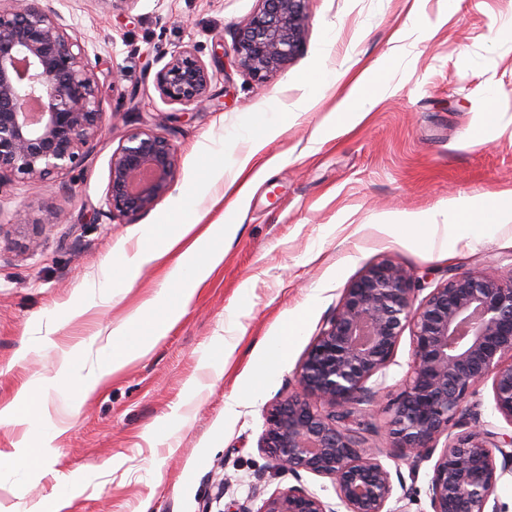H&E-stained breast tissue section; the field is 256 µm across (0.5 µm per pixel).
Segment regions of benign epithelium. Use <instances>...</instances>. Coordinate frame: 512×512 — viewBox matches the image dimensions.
I'll use <instances>...</instances> for the list:
<instances>
[{"label":"benign epithelium","mask_w":512,"mask_h":512,"mask_svg":"<svg viewBox=\"0 0 512 512\" xmlns=\"http://www.w3.org/2000/svg\"><path fill=\"white\" fill-rule=\"evenodd\" d=\"M234 36L233 55L258 83L288 64L305 37L308 0H258ZM214 73L192 48L170 54L155 73L161 98L191 104L208 97ZM102 94L84 34L39 0H0V193L15 182L37 189L85 162L103 134ZM177 149L158 128L126 135L109 161L108 214L133 221L168 193ZM421 281L382 261L344 291L310 343L297 387L269 405L259 447L274 467L331 480L336 504L302 485L272 493L253 511L407 512L389 508L392 473L366 446L357 416L385 413L386 447L418 467L433 462L431 512H501L492 499L512 475V433L463 411L491 381L493 410L512 427V274H457L417 299ZM411 359L391 407L379 404L405 329ZM502 460L496 462L495 453Z\"/></svg>","instance_id":"benign-epithelium-1"}]
</instances>
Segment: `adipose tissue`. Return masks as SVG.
<instances>
[{
  "label": "adipose tissue",
  "mask_w": 512,
  "mask_h": 512,
  "mask_svg": "<svg viewBox=\"0 0 512 512\" xmlns=\"http://www.w3.org/2000/svg\"><path fill=\"white\" fill-rule=\"evenodd\" d=\"M370 80L371 75L367 72L353 80L330 115V131L355 126L371 110L376 98L366 91ZM484 207L483 200L457 198L449 201L442 215L414 216L408 223L393 225L392 230L402 241L426 253L445 256L454 253L459 243L478 245L500 229L506 215L499 211L479 224L462 223V215ZM234 232L235 227L231 224H211L205 230H198L196 210L189 196L185 197L168 223L140 228L137 250L122 255L107 266L101 279L86 289L82 304L89 309L108 301L115 283L133 281L142 267L171 255L175 261L163 287L137 314L101 339L93 365H85L81 349H71L66 353L56 377L25 389L0 407V422L25 426L37 435L36 446L23 445L10 454H0V470L32 472L42 459L44 449L50 448L56 429L41 417L40 407L44 398L57 390L59 384H66L72 398L86 399L104 378L151 351L166 330L181 319L198 287L223 262V245Z\"/></svg>",
  "instance_id": "adipose-tissue-1"
}]
</instances>
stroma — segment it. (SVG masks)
Masks as SVG:
<instances>
[{"label": "stroma", "instance_id": "1", "mask_svg": "<svg viewBox=\"0 0 512 512\" xmlns=\"http://www.w3.org/2000/svg\"><path fill=\"white\" fill-rule=\"evenodd\" d=\"M40 5L86 34L105 131L52 191L18 182L0 193V405L54 377L64 351L111 332L160 288L164 267L148 265L110 302L78 303L114 258L137 249L140 226L168 222L188 193L202 223L219 220L230 203L226 174L240 160L255 181L237 205L223 263L155 347L79 408L64 393L44 399L59 430L53 451L27 475L0 472V512H42L50 500L60 501L57 512H218L219 491L255 510L296 484L335 502L330 479L274 470L259 446L265 410L292 390L308 346L369 267L391 261L430 289L462 272L512 274V222L448 257L397 242L386 228L397 215L438 212L457 197L512 206V135L490 137L486 110L492 101L512 116V0H309L303 47L263 83L211 57L214 41H232L258 0ZM185 46L215 73L198 106L164 103L154 82L156 58ZM367 67L383 88L378 103L353 128L321 139L346 76ZM274 113L281 130L268 140ZM157 124L177 148V179L133 223L111 219L103 204L111 154L130 130ZM212 150L223 151L225 174L212 172ZM47 209L62 221L43 230ZM292 320L302 323L299 336L252 394L257 352ZM226 339L239 344L229 363ZM231 398L238 405L229 417ZM381 460L400 471L408 512H430L431 463L414 471Z\"/></svg>", "mask_w": 512, "mask_h": 512}]
</instances>
